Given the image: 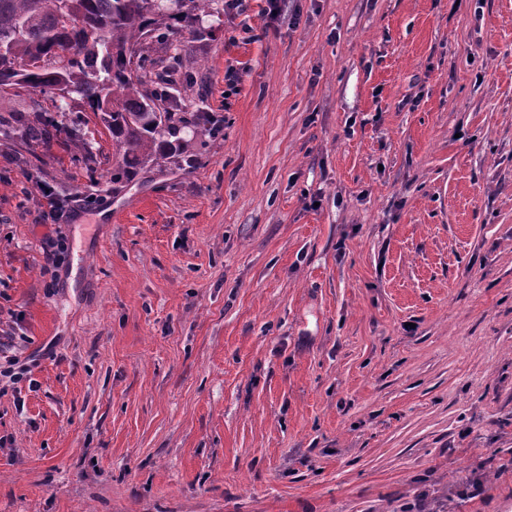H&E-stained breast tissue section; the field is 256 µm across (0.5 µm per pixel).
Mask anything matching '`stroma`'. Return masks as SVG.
<instances>
[{"label": "stroma", "mask_w": 512, "mask_h": 512, "mask_svg": "<svg viewBox=\"0 0 512 512\" xmlns=\"http://www.w3.org/2000/svg\"><path fill=\"white\" fill-rule=\"evenodd\" d=\"M194 28L184 163L0 132V512H512V0Z\"/></svg>", "instance_id": "obj_1"}]
</instances>
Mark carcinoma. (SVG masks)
Returning <instances> with one entry per match:
<instances>
[{
    "mask_svg": "<svg viewBox=\"0 0 512 512\" xmlns=\"http://www.w3.org/2000/svg\"><path fill=\"white\" fill-rule=\"evenodd\" d=\"M206 10L212 0H72L76 24L64 20L63 0H0V40L11 43L0 55V97L50 95L63 83L72 98L85 102L112 138V188L140 169L179 156L183 129L200 124L202 113L177 112L176 82L147 70L143 51L159 30L164 13L175 6L178 22L193 26L186 2ZM31 60L21 73L17 62ZM34 113L29 119L26 113ZM0 124L22 131L27 142L62 123L44 108L28 107Z\"/></svg>",
    "mask_w": 512,
    "mask_h": 512,
    "instance_id": "obj_1",
    "label": "carcinoma"
}]
</instances>
